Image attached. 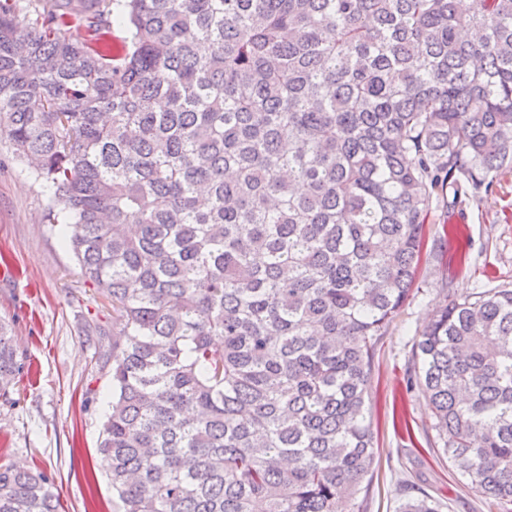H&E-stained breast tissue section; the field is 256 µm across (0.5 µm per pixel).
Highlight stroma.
Masks as SVG:
<instances>
[{
  "instance_id": "1",
  "label": "stroma",
  "mask_w": 512,
  "mask_h": 512,
  "mask_svg": "<svg viewBox=\"0 0 512 512\" xmlns=\"http://www.w3.org/2000/svg\"><path fill=\"white\" fill-rule=\"evenodd\" d=\"M52 189L14 160L0 138V319L8 322L25 366L0 402V465L44 470L62 512H120L96 448L112 396L98 364L100 333L117 320L111 302L87 280L67 245L64 224H49ZM417 294L378 346L371 380L377 465L356 504L396 512L406 486L473 512L468 479L428 446L431 416L421 387L408 383L413 338L445 298L512 288V172L490 188L452 196L434 191Z\"/></svg>"
}]
</instances>
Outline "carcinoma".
I'll list each match as a JSON object with an SVG mask.
<instances>
[{
    "label": "carcinoma",
    "instance_id": "1",
    "mask_svg": "<svg viewBox=\"0 0 512 512\" xmlns=\"http://www.w3.org/2000/svg\"><path fill=\"white\" fill-rule=\"evenodd\" d=\"M0 0V135L118 331L122 512H348L433 191L512 170V0ZM208 52H200V46ZM433 446L512 512V289L415 336ZM24 366L0 322V397ZM426 493L398 512H440ZM0 465V512H60Z\"/></svg>",
    "mask_w": 512,
    "mask_h": 512
}]
</instances>
